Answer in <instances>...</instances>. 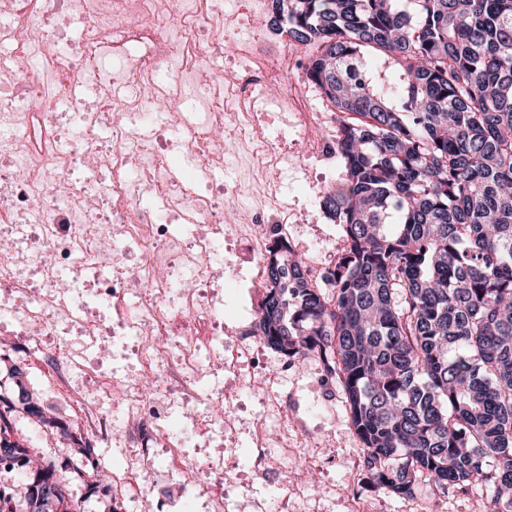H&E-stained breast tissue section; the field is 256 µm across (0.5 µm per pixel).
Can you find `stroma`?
<instances>
[{"label":"stroma","mask_w":512,"mask_h":512,"mask_svg":"<svg viewBox=\"0 0 512 512\" xmlns=\"http://www.w3.org/2000/svg\"><path fill=\"white\" fill-rule=\"evenodd\" d=\"M256 107L270 116L269 135L286 140L288 158L281 166L276 189L298 217L297 224L290 227L292 247L306 263L311 278L320 279L342 245L341 228L325 216L320 200L343 179L344 164L338 159L324 163L309 157L296 113L284 102L260 101ZM212 238L219 274L214 300L220 310L218 320L226 329L223 340L231 344L237 337L250 335L263 292L245 281L246 262L226 266L225 256L234 254L236 248L223 230H215ZM57 331L73 347V367L58 366L48 351L30 353L20 337L0 330V395H14L13 370L22 368L23 381L42 415L37 418L20 409L14 411L10 437L29 450L32 460L53 465L56 478L84 512H123L124 505L113 496L110 484L113 469L123 467L131 455L138 459L152 512H214L210 481L190 469L197 460H209L223 468L224 512H251L257 500L264 502L266 512H280V486L293 482L303 484L306 494L293 502L291 512H349L353 498L363 503L366 512H421L432 497L438 498L440 512H486L482 492L467 485L438 495L421 480L415 498L402 500L365 484L359 472L360 445L350 426L340 384L327 377L316 356L289 363L265 346L259 358H242L234 377L209 365L208 350H201L199 358L205 366L196 378L198 400L185 407L179 397L171 399L176 425L170 440L180 445L184 468L166 474L160 445L144 433L126 438L133 421L124 404L93 384L101 377L130 388L141 387L134 339L86 336L65 322L59 323ZM267 373L276 378L273 391L277 403L288 407L292 417L288 425H281L277 411L263 405L261 380ZM229 387L236 392L234 410L241 419L237 430L225 431L217 421L198 429L196 418L209 415L213 397ZM76 391L86 395L90 411L111 419L109 439L95 441L87 433L74 409L72 394ZM261 421L268 425L272 440L269 467L262 473L255 467L252 448V431ZM82 441L92 442L95 448L102 466L98 476L80 479L73 472Z\"/></svg>","instance_id":"1"}]
</instances>
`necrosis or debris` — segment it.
I'll return each instance as SVG.
<instances>
[{"mask_svg": "<svg viewBox=\"0 0 512 512\" xmlns=\"http://www.w3.org/2000/svg\"><path fill=\"white\" fill-rule=\"evenodd\" d=\"M265 16L263 0H242L231 14L224 0H0V42L13 47L12 65L0 69V112L23 117L22 134L0 145V222L35 226L30 260L50 282L42 297L27 300L17 245L0 250V290L22 298L13 326L28 349L52 348L68 365V345L50 339L57 320L98 334L95 321L70 309L58 271L81 274L112 260L109 242L118 234L140 260L126 276L99 282L94 298L109 302L120 333L151 336L139 351L146 376L164 374L156 358L174 346L173 375L194 380L197 349L217 334L214 302L200 293L214 278L208 230L224 222L225 193L238 198L254 187L196 181V171L228 163V141L246 146L247 166L263 183L262 205L231 235L255 259L254 287L264 286L267 233L287 236L294 213L273 188L283 153L254 102L270 87H287L296 64L288 50L260 56L255 42L238 38L243 28L260 31ZM228 46L240 60L230 77L216 64ZM46 72L61 85L91 88L93 97L42 90ZM76 124L83 133L71 134ZM103 125L106 143L96 134ZM154 194L160 207L144 206ZM176 224L197 231L180 239ZM175 321L185 324L177 343ZM167 396L138 394L132 414L163 441L172 425Z\"/></svg>", "mask_w": 512, "mask_h": 512, "instance_id": "4bbe7bcc", "label": "necrosis or debris"}]
</instances>
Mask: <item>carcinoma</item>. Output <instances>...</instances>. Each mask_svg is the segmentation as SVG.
I'll return each mask as SVG.
<instances>
[{"label":"carcinoma","instance_id":"carcinoma-1","mask_svg":"<svg viewBox=\"0 0 512 512\" xmlns=\"http://www.w3.org/2000/svg\"><path fill=\"white\" fill-rule=\"evenodd\" d=\"M336 110L344 247L323 281L273 241L253 335L340 383L367 482L412 499L477 483L512 512V0H272ZM371 53L401 72L379 85ZM0 460L30 462L9 437ZM51 466L17 508L77 512Z\"/></svg>","mask_w":512,"mask_h":512}]
</instances>
